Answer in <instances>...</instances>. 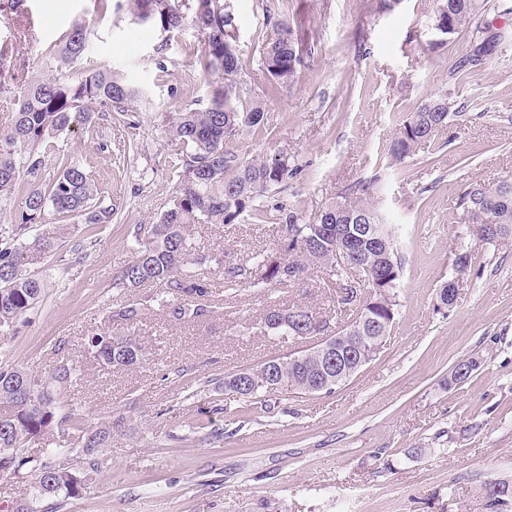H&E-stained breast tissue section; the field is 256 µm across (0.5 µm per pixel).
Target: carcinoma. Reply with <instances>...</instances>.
<instances>
[{"label":"carcinoma","mask_w":512,"mask_h":512,"mask_svg":"<svg viewBox=\"0 0 512 512\" xmlns=\"http://www.w3.org/2000/svg\"><path fill=\"white\" fill-rule=\"evenodd\" d=\"M135 21L144 26L172 31L186 23L204 34L198 57L202 72L209 77L211 96L207 106L185 104L179 111L165 113L161 127L186 148L171 206L148 227L146 239L138 240L136 257L116 275L118 285L137 288L159 282L165 286L162 307L175 322H193L206 315L212 294L209 282L191 270L195 265L215 262L224 274V287L233 290L249 275L250 285L263 288L286 284L295 275L302 280L315 268H325L335 281L338 303L345 306L347 321L337 336H357L356 345L341 343V366L350 369L369 355L376 336L390 335L397 313L395 288L402 274L396 244L384 217L374 204L373 184L357 183L362 197L349 205L332 203L320 219L307 222L297 212L276 206V233L280 248L252 257L248 269L224 264V255L196 254L189 227L194 224H233L244 216H262L261 197L288 183L297 171L288 155L244 158L227 145L246 133L267 125L265 97L297 83L302 49L293 29L282 21L264 44L258 70L262 93L247 88L253 69L238 54L237 25L231 0H130ZM477 0H441L436 21L449 27L452 37L472 27ZM88 28L75 24L65 39L49 49L48 56L66 68L77 63L87 49ZM14 48L0 46V91L14 94L15 114L0 131V201L22 194V210L13 224L0 225V339L14 334L16 324L42 297L43 283L27 273L31 247L43 251L53 244L38 240L33 245L19 242L30 224L45 219L47 208L86 224L112 222L113 208L103 205L95 184L76 162L61 160L57 173L43 178L47 167L46 147L50 140L71 131L76 123H90L98 112H126L139 92L128 86L112 69H99L77 80L63 75L35 78L8 63ZM448 98L431 97L400 124L386 146L394 163L402 164L418 147L433 140L448 127ZM460 223L490 224L500 239H512V183L488 187L472 183L460 196ZM343 245L349 259L336 261ZM144 303H128L111 311L108 321L125 327L118 335L105 325L85 337L83 355L109 370L133 367L144 354L136 328L142 323ZM308 306H271L263 318L269 336L290 340L308 336L312 319ZM274 364L276 372L265 375ZM287 379L285 390L303 394L316 392L326 378L336 377L324 362L311 356L268 359L252 370L250 384L239 386L237 373L224 376V391L253 402H266L278 392L276 374ZM81 380V367L61 360L45 377L23 368L0 370V475L35 476L36 498H69L91 484L105 463L102 449L112 442V423L90 427L76 410L60 402L61 391ZM48 439L44 454L28 451L30 445ZM84 456L86 466L76 470L67 464L73 453ZM487 506L496 507L512 498V485L498 483L492 494H483Z\"/></svg>","instance_id":"carcinoma-1"}]
</instances>
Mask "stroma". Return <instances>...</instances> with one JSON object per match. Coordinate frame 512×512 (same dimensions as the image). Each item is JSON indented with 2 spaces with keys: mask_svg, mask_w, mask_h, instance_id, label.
<instances>
[{
  "mask_svg": "<svg viewBox=\"0 0 512 512\" xmlns=\"http://www.w3.org/2000/svg\"><path fill=\"white\" fill-rule=\"evenodd\" d=\"M241 56L257 61L275 22L304 41L300 78L267 99L268 128L233 142L239 155L287 153L297 165L276 205L319 219L334 202H353L354 185L377 180L380 209L398 241L403 277L397 315L374 360L332 391L291 390L261 406L225 392V374L316 345L261 333L268 306L305 304L330 326L343 320L332 278L318 269L303 283L224 292L217 266L204 267L219 297L203 320L167 321L151 305L142 320L143 363L133 370L82 366L77 402L87 425L112 422L107 465L70 498L36 499L30 480L0 478V512H490L482 485L512 483V240L476 242L457 202L474 182L512 183V0H480L478 31L452 39L434 27L440 0H234ZM33 21L19 37L15 15L0 12V44L17 63L56 75L45 52L75 22L88 27L87 50L66 77L107 67L144 98L111 121L93 120L55 140L47 171L66 155L86 170L114 215L86 224L46 214L25 240L48 239L28 271L44 282L37 305L14 335L0 340V369L51 372L79 360L85 336L118 305L155 295L161 284L116 286L135 255L138 228L171 204L182 152L162 133V114L209 100L196 64L203 33L139 25L128 8L99 0H27ZM447 97L460 120L404 164L384 148L409 112ZM198 253L223 252L241 264L279 246L272 224H196ZM473 263L447 313L436 294L454 252ZM476 357L465 382L448 385L455 363ZM223 406L207 419L206 408Z\"/></svg>",
  "mask_w": 512,
  "mask_h": 512,
  "instance_id": "stroma-1",
  "label": "stroma"
}]
</instances>
